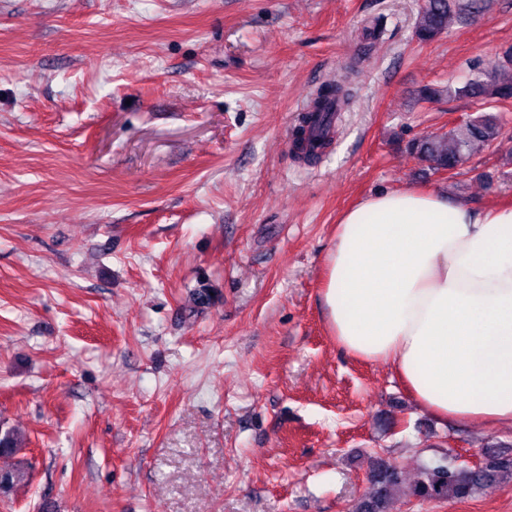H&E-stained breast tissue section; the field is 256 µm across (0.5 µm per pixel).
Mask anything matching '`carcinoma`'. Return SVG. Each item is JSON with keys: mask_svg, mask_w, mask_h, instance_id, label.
I'll return each instance as SVG.
<instances>
[{"mask_svg": "<svg viewBox=\"0 0 512 512\" xmlns=\"http://www.w3.org/2000/svg\"><path fill=\"white\" fill-rule=\"evenodd\" d=\"M485 0H423L415 35L421 42L435 39L448 31L451 24L460 23L485 10ZM448 94V98H465L481 106L512 102V47L504 50L494 66L476 67L462 85L442 90L424 86L419 91L423 101ZM346 96L343 85H325L317 90L292 139V151L297 159L312 164L320 159L330 144L326 131L343 111ZM502 135V125L494 114H482L444 134L413 140L409 150L432 163L436 170H457L475 152L491 147ZM21 441L12 430L0 431V456H11L20 449ZM30 463L11 469H0V492H8L28 479ZM512 477V455L490 447L484 452V462L478 467H451L438 463L426 467L412 487V495L421 500H465L482 488ZM372 490L362 497L353 512H388V503L401 485L400 472L384 459L377 460L371 470Z\"/></svg>", "mask_w": 512, "mask_h": 512, "instance_id": "1", "label": "carcinoma"}]
</instances>
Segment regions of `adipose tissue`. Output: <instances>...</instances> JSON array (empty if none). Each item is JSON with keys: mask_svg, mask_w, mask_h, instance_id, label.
Segmentation results:
<instances>
[{"mask_svg": "<svg viewBox=\"0 0 512 512\" xmlns=\"http://www.w3.org/2000/svg\"><path fill=\"white\" fill-rule=\"evenodd\" d=\"M323 291L337 345L443 421L512 425V206L411 187L346 210Z\"/></svg>", "mask_w": 512, "mask_h": 512, "instance_id": "ef3b65f1", "label": "adipose tissue"}]
</instances>
